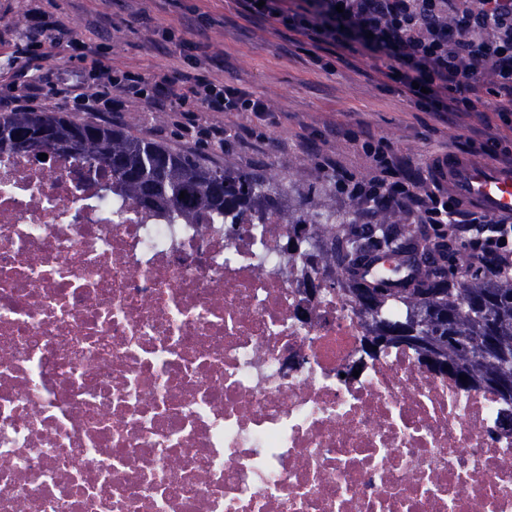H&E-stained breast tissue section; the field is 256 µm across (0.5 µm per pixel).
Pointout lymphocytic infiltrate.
I'll return each instance as SVG.
<instances>
[{"label": "lymphocytic infiltrate", "instance_id": "1", "mask_svg": "<svg viewBox=\"0 0 512 512\" xmlns=\"http://www.w3.org/2000/svg\"><path fill=\"white\" fill-rule=\"evenodd\" d=\"M251 16L273 21L315 49L350 50L352 42L373 54L376 68L395 77L420 109L448 120L476 111L483 95L495 99V112L512 124V0H239ZM65 29H27L14 46L16 60L32 62L59 46ZM195 70L174 80L112 68L101 45L86 44L81 59L90 60L94 80L79 73H41L0 82V107L36 110L65 99L74 109L103 121L119 118L128 103L150 112H268L269 104L238 84L215 77L211 56L200 45ZM362 148L374 162L369 178L341 182L342 193L357 204L392 203L420 223L459 228L452 218L458 206L436 188L388 184L392 159L382 142L367 140ZM465 245L473 264L492 260L512 267V222L489 215L473 216Z\"/></svg>", "mask_w": 512, "mask_h": 512}]
</instances>
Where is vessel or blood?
<instances>
[{
  "label": "vessel or blood",
  "instance_id": "obj_1",
  "mask_svg": "<svg viewBox=\"0 0 512 512\" xmlns=\"http://www.w3.org/2000/svg\"><path fill=\"white\" fill-rule=\"evenodd\" d=\"M433 172L466 208L512 218V169L499 167L490 159L476 162L450 154L438 157Z\"/></svg>",
  "mask_w": 512,
  "mask_h": 512
}]
</instances>
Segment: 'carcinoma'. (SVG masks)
Here are the masks:
<instances>
[{
  "label": "carcinoma",
  "instance_id": "carcinoma-1",
  "mask_svg": "<svg viewBox=\"0 0 512 512\" xmlns=\"http://www.w3.org/2000/svg\"><path fill=\"white\" fill-rule=\"evenodd\" d=\"M67 153L90 168L103 166L123 189L146 210L176 209L190 219L201 213L224 216L234 224L244 214L262 216L283 210V185L250 171L229 172L205 158L170 149L107 124L80 122L57 112H1L0 154H38L42 144ZM185 198H180V192ZM374 223L360 231L325 222L322 236L328 247L317 257L342 270L357 265L371 253L387 254L397 264L416 231L400 224L384 203L378 204ZM413 288H374L354 283L346 292L372 317L365 348L376 355L402 343L395 332L412 333L409 346L417 359L430 364L475 391H492L512 399V271L488 275L475 272L459 288L436 263L412 265ZM371 290L365 298V290ZM407 306L405 318L385 320L382 310L394 301ZM495 337L498 354L489 357L485 339Z\"/></svg>",
  "mask_w": 512,
  "mask_h": 512
}]
</instances>
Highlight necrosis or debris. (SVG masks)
I'll return each mask as SVG.
<instances>
[{"instance_id": "necrosis-or-debris-1", "label": "necrosis or debris", "mask_w": 512, "mask_h": 512, "mask_svg": "<svg viewBox=\"0 0 512 512\" xmlns=\"http://www.w3.org/2000/svg\"><path fill=\"white\" fill-rule=\"evenodd\" d=\"M320 232L0 155V512H512V404L368 357Z\"/></svg>"}]
</instances>
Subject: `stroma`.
Returning <instances> with one entry per match:
<instances>
[{
	"mask_svg": "<svg viewBox=\"0 0 512 512\" xmlns=\"http://www.w3.org/2000/svg\"><path fill=\"white\" fill-rule=\"evenodd\" d=\"M139 10L150 25L134 19ZM32 15L68 31L67 40L41 61L45 72L79 71L72 44L84 41L107 46L114 67L177 78L189 70L186 53L163 40L162 30L173 27L188 40L207 43L213 74L264 97L268 113L260 118L248 112L200 113V121L223 125L226 137L219 151H203L194 133L184 130L179 112L158 122L135 105L123 113L121 127L188 153L206 152L230 170L265 167L290 185L292 204L309 212L331 208L341 224L363 218L334 176L320 169L322 156H332L339 172L367 177L371 162L362 143L371 135L396 155L400 177L427 182L433 157L464 152L468 141L481 140L484 123L495 119L487 96L478 113L444 124L415 107L358 53L342 61L327 53L323 65H316L313 47L289 39L273 22L250 20L237 0H0V70L11 68L13 46ZM243 128L253 132L244 148L233 137Z\"/></svg>",
	"mask_w": 512,
	"mask_h": 512,
	"instance_id": "obj_1",
	"label": "stroma"
}]
</instances>
